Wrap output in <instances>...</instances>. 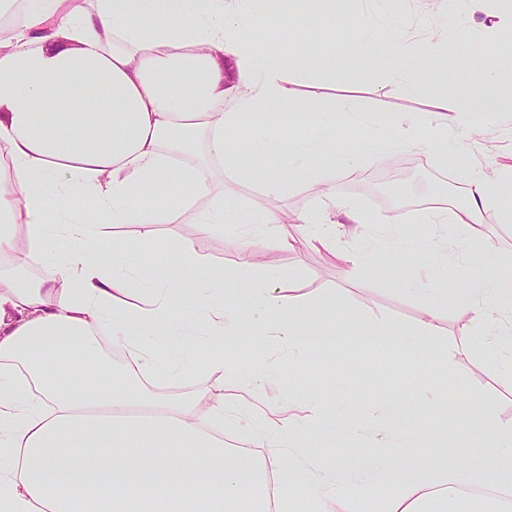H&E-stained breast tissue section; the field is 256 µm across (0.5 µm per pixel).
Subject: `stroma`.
I'll return each mask as SVG.
<instances>
[{"label": "stroma", "mask_w": 512, "mask_h": 512, "mask_svg": "<svg viewBox=\"0 0 512 512\" xmlns=\"http://www.w3.org/2000/svg\"><path fill=\"white\" fill-rule=\"evenodd\" d=\"M512 4V0H485L483 9H474L470 0H405L399 13L385 9L382 0H342L339 11L320 10L315 0H299L295 16L271 27L260 37L264 51L289 56L288 78L298 95L318 99L330 107L350 105L359 111L358 124L336 135V175L327 186L292 179L279 207L289 219L287 230L297 239L291 251L267 250L264 261L283 274L293 275L301 301L294 313L304 328L320 321L336 319L335 343L314 345L309 353L310 371L296 377L288 372L287 362L278 365V376L266 388L273 401H291L302 407L318 398L349 416L358 406L378 396L391 401L394 417L406 424L422 426L417 454L426 458L441 456L448 447L479 451L482 432L469 430V421L490 415L493 421L512 423V375L492 379L484 372L485 359L480 350L461 354L455 350L460 323L448 314L443 335L430 343L406 339L421 308L419 299L397 289L391 272L413 275L419 268L443 274L447 257L435 254L431 245L454 237L451 224H400L399 239L415 240L413 250H404L389 240L379 217L388 206L380 200L383 186L397 189L396 202L426 197L444 203L465 199V173L470 163L487 166L512 165V119L505 114L512 107V75L504 76L497 105L502 113L484 119L479 133L465 138L461 163L445 161L448 144L421 129L417 136L422 146L401 148L387 144L382 160L363 157L368 140L369 116L374 112L424 113L435 109L440 83H455L457 99L464 100L482 89L488 71L501 67V55L486 32L490 13ZM369 26H360V18ZM462 30L466 42L461 47H441L437 41L448 28ZM298 36L301 46L289 53L290 36ZM373 42L374 53L356 52L359 41ZM418 45L420 52L411 88L389 86L378 68V56L391 44ZM357 155L356 163H347V155ZM330 192L363 212L367 224L357 237L338 241L355 263L347 270L326 251L308 244L295 219L310 211L321 192ZM224 205L240 217L255 218L264 208L265 198L251 174L224 177ZM482 234L493 240L494 251L481 245L466 246L473 286L486 278L512 269V223H503L498 210L484 215ZM116 239L129 240L127 260L137 262L149 275L164 277L168 263L184 239H192L196 252L203 256V267L185 271L186 279L233 270L237 247L230 234L197 236L189 224H158L154 243L140 239V228L124 224L114 230ZM368 322H380L386 335L379 341L356 342L350 332ZM451 401V408L427 414L423 400L427 394ZM309 453L315 458L347 459L369 452L396 460L393 448L384 446L370 434L338 433L322 429L308 439Z\"/></svg>", "instance_id": "1"}]
</instances>
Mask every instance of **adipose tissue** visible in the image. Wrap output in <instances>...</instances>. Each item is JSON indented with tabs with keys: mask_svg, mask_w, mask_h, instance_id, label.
Instances as JSON below:
<instances>
[{
	"mask_svg": "<svg viewBox=\"0 0 512 512\" xmlns=\"http://www.w3.org/2000/svg\"><path fill=\"white\" fill-rule=\"evenodd\" d=\"M240 8L241 0H47L0 41V512H330L341 501L356 512H430L452 491L512 489V424L488 425L479 453L428 460L402 446L394 463L319 461L307 456L305 439L332 417L323 401L295 414L262 399L269 367L228 373V341L261 336L300 373L311 339L336 338L332 322L303 332L288 314L298 301L293 280L253 261L261 250L293 249L288 233L271 241L236 234V268L194 282L191 337L180 288L183 269L203 263L192 241L159 279L122 252L103 257L101 241L115 224L140 225L149 240L157 224L208 234L230 223L214 177L254 168L238 139L244 125L291 118L332 134L356 122L350 109L300 100L286 86L283 59L246 48L241 30L259 33L269 16ZM488 101L484 93L462 105L445 90L435 111L371 117L372 133L409 147L422 126L439 138L452 127L468 133ZM180 132L200 138L203 153L181 144ZM263 152L280 162L256 173L269 203L263 224L283 221L286 172L315 181L336 172L293 159L275 140ZM466 180L465 202L430 210L425 223L455 225L465 240L479 239L490 208L512 223V201L498 190L512 182V166L474 167ZM184 184L190 194L180 193ZM298 221L310 225L312 247L345 263L336 237L366 218L330 197ZM29 257L53 276L22 283ZM244 280L245 308L236 289ZM469 281L462 262L448 279L404 280L406 293L424 299L409 334L439 336L455 308L463 347L479 345L490 375L511 373L512 276L479 294ZM104 339L122 351L121 369L103 354ZM75 351L83 383L71 389L53 371ZM196 373L208 385L193 398L171 402L153 389L157 379ZM228 411L251 432L246 447L227 446Z\"/></svg>",
	"mask_w": 512,
	"mask_h": 512,
	"instance_id": "adipose-tissue-1",
	"label": "adipose tissue"
}]
</instances>
